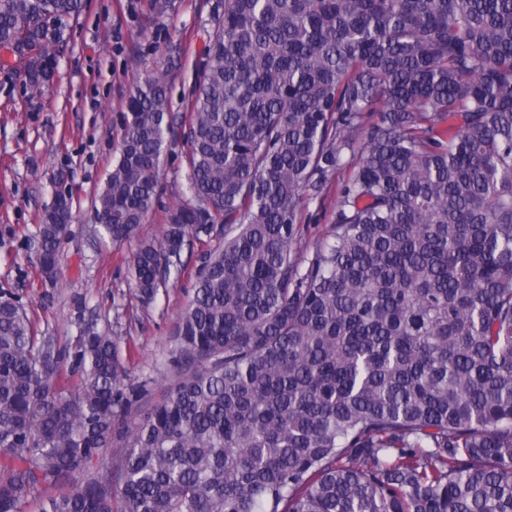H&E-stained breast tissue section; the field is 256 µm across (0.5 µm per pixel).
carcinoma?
I'll list each match as a JSON object with an SVG mask.
<instances>
[{"mask_svg": "<svg viewBox=\"0 0 512 512\" xmlns=\"http://www.w3.org/2000/svg\"><path fill=\"white\" fill-rule=\"evenodd\" d=\"M82 9L0 0L30 88ZM203 57L181 127L197 204L131 264L148 304L189 242L224 239L168 393L128 422L150 382L111 336L85 323L72 353L1 299L0 512H512V0H224ZM167 83L126 103L94 206L114 245L158 196ZM347 154L301 273L303 196ZM71 220L60 194L48 278Z\"/></svg>", "mask_w": 512, "mask_h": 512, "instance_id": "1", "label": "carcinoma"}]
</instances>
